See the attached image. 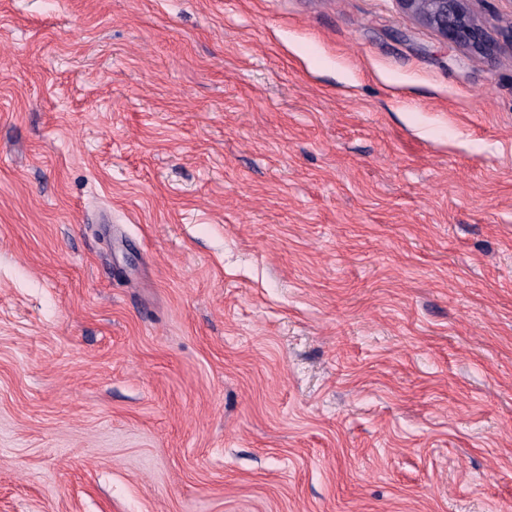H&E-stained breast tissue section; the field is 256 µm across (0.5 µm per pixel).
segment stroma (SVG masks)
<instances>
[{
	"instance_id": "obj_1",
	"label": "stroma",
	"mask_w": 512,
	"mask_h": 512,
	"mask_svg": "<svg viewBox=\"0 0 512 512\" xmlns=\"http://www.w3.org/2000/svg\"><path fill=\"white\" fill-rule=\"evenodd\" d=\"M0 512H512V44L0 0Z\"/></svg>"
}]
</instances>
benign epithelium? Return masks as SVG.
<instances>
[{"mask_svg":"<svg viewBox=\"0 0 512 512\" xmlns=\"http://www.w3.org/2000/svg\"><path fill=\"white\" fill-rule=\"evenodd\" d=\"M473 0H397L400 8L469 57L491 60L495 40L474 14Z\"/></svg>","mask_w":512,"mask_h":512,"instance_id":"benign-epithelium-1","label":"benign epithelium"}]
</instances>
